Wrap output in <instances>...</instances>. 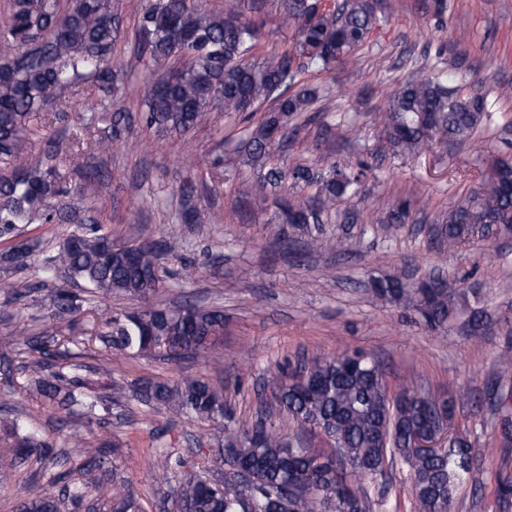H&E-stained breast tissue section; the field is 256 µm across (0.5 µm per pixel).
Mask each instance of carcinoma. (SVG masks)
<instances>
[{
  "instance_id": "cac0c4a2",
  "label": "carcinoma",
  "mask_w": 512,
  "mask_h": 512,
  "mask_svg": "<svg viewBox=\"0 0 512 512\" xmlns=\"http://www.w3.org/2000/svg\"><path fill=\"white\" fill-rule=\"evenodd\" d=\"M272 1L277 3L280 24L294 31L295 42L251 61L262 28L245 13H259ZM113 17L112 0H68L63 11L58 0H12L9 23L0 30V239H16L21 224L75 225L55 253L43 259L40 280L18 297L49 281L59 282L49 294L54 325L69 322L91 297H129L139 308L106 319L105 346L142 353L155 339L175 355L203 358L224 336V310L191 301L176 309L157 303L164 251L145 246L142 239L112 240L102 225L75 208L63 207L68 191L55 169L24 158L36 125L50 122L48 105L80 78L108 93L122 83V67L113 56L117 39ZM379 22L376 0H339L333 10L323 9L319 0H244V9L225 13L207 11L197 0H152L135 30L139 61L158 66L172 59L176 65L144 83L146 110L141 120L148 129L180 135L205 124L214 107L222 108L241 125L240 144L262 171L259 190L316 189L306 198L280 197L276 221L289 226L283 231V249L295 242L291 231L326 246L322 209L338 198H354L370 165L359 161L354 167L333 164L317 169L297 163L286 168L271 150V136L279 129L280 139L297 140L299 127H288V121L318 99L316 87L299 85V75L347 61ZM486 116L483 94L461 96L448 87L447 74L424 66L379 116L381 138L393 154L416 155L439 131L457 143L468 141ZM488 188L494 205L472 191L461 196L448 216L438 219V241L453 248L474 237L512 232V153L495 160ZM198 193L193 181L180 186L188 224L204 220L193 205ZM411 211V200H401L386 212L383 222L403 224ZM36 247L35 242L21 265L15 247L3 249L0 272L12 274L30 266ZM372 292L378 300L413 309L432 330L445 328L468 307L465 292L443 277L413 285L392 274L378 281ZM69 343L65 336L27 338L28 348L39 358L21 366L23 388L67 415L91 418L102 408L96 388L109 390L114 403L126 396V389L117 382L98 386L66 377ZM272 384L278 415L301 431L323 435L334 445L331 452L312 450L300 434L285 433L275 426L269 410L261 423L224 422L228 417L224 394L201 376L143 378L134 386L138 403L151 410L221 426L224 438L217 460L251 474L250 487L181 475L180 512H370L372 503L361 480L383 476L397 458L407 468L416 512H453L458 489L480 478L483 454L474 452L463 431L432 453H417L409 446L413 432L432 433L451 425L455 400L423 389L414 379L391 390L385 366L367 352L315 356L279 371ZM19 429V422H13L10 432L20 463H36L46 472L60 460L70 459L76 462V472L98 471L101 478L90 485L68 484L64 494L48 489L29 493L17 512H65L66 500L79 502L89 494L94 495L91 512H143L133 489L112 494L108 475L114 461L100 449L76 445L58 459L49 441ZM181 467V460L158 453L162 478Z\"/></svg>"
}]
</instances>
